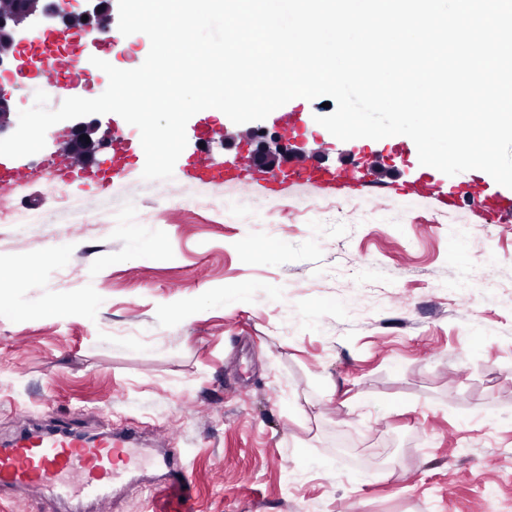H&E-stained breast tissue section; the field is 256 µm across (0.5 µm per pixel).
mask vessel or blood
Wrapping results in <instances>:
<instances>
[{
	"instance_id": "obj_1",
	"label": "vessel or blood",
	"mask_w": 512,
	"mask_h": 512,
	"mask_svg": "<svg viewBox=\"0 0 512 512\" xmlns=\"http://www.w3.org/2000/svg\"><path fill=\"white\" fill-rule=\"evenodd\" d=\"M187 180L223 188L240 181L241 175L223 160L206 154L189 156L183 167ZM255 183L266 193L281 198L304 188L313 195L336 191H380L377 179H352L347 171L320 166H293L279 175H255ZM417 194L439 200L448 209L457 208L463 197L460 189H448L425 183ZM182 449L162 448L148 454L133 430L121 434H103L85 440L76 422H59L50 428L33 427L0 446V492L20 488L33 494L61 500L76 508L91 507L94 512H110L112 492L130 475L153 468L160 482L153 489L156 497L187 495L192 489L190 476L182 460Z\"/></svg>"
}]
</instances>
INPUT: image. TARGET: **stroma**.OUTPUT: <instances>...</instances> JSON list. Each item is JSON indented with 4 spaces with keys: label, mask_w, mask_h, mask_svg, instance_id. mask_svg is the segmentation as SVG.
Masks as SVG:
<instances>
[{
    "label": "stroma",
    "mask_w": 512,
    "mask_h": 512,
    "mask_svg": "<svg viewBox=\"0 0 512 512\" xmlns=\"http://www.w3.org/2000/svg\"><path fill=\"white\" fill-rule=\"evenodd\" d=\"M317 129L306 157L386 189L281 201L134 172L91 224L20 162L0 201L40 221L0 224V443L77 411L184 449L190 505L134 478L118 512H512V223L396 194L424 171L413 141Z\"/></svg>",
    "instance_id": "stroma-1"
}]
</instances>
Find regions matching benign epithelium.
Segmentation results:
<instances>
[{
  "mask_svg": "<svg viewBox=\"0 0 512 512\" xmlns=\"http://www.w3.org/2000/svg\"><path fill=\"white\" fill-rule=\"evenodd\" d=\"M85 15L98 31H109L112 24V0H89V9L85 11ZM51 19L66 30L81 21L82 16L70 11L69 0H19L18 8L0 12V43L12 47L9 52L0 51L1 73L18 71L24 66L18 53L19 45L25 43L35 33V29ZM11 110L10 97L0 91V138L15 131ZM64 124L70 137L59 143L57 154L71 164L92 158L112 131V121L104 123L91 115L66 120ZM238 137L251 146V149L236 155L232 162L234 167L241 170L262 169L276 172L281 169V163L288 156L303 157L299 149L292 147L294 137L286 124L273 133L264 127H253L237 134L223 131V140L226 143Z\"/></svg>",
  "mask_w": 512,
  "mask_h": 512,
  "instance_id": "benign-epithelium-1",
  "label": "benign epithelium"
}]
</instances>
